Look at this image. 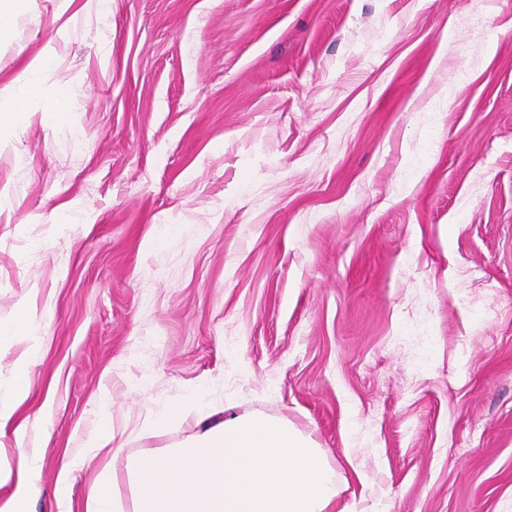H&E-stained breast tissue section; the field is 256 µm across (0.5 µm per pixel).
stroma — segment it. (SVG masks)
Masks as SVG:
<instances>
[{
  "instance_id": "obj_1",
  "label": "stroma",
  "mask_w": 512,
  "mask_h": 512,
  "mask_svg": "<svg viewBox=\"0 0 512 512\" xmlns=\"http://www.w3.org/2000/svg\"><path fill=\"white\" fill-rule=\"evenodd\" d=\"M0 88V323L21 440L114 462L204 385L309 435L337 508L512 512V0H29ZM65 98L64 116L46 121ZM45 66L39 60H32L25 68L26 77L13 88L8 89L11 98V105L6 111H0V126H17L28 122L31 113L28 109V102L33 98L39 85L35 75ZM36 309L30 306L21 307L13 322L2 329L0 326V357L2 347L9 344L15 336H23L32 345L21 351L14 359V385L6 396L0 395V438L10 431L17 438L23 432V426L17 422V409L27 400L33 378L35 360L32 351L41 336L35 326Z\"/></svg>"
}]
</instances>
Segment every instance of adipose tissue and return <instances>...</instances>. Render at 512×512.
Returning a JSON list of instances; mask_svg holds the SVG:
<instances>
[{"label": "adipose tissue", "instance_id": "adipose-tissue-1", "mask_svg": "<svg viewBox=\"0 0 512 512\" xmlns=\"http://www.w3.org/2000/svg\"><path fill=\"white\" fill-rule=\"evenodd\" d=\"M43 63L31 61L26 77L8 94L11 105L0 112V126L28 122V103L38 90L37 73ZM37 314L21 307L13 322L0 328V348L14 337H25L30 346L14 359V385L0 395V438L21 435L16 419L27 400L35 360L32 344L38 343ZM195 419L200 429L175 446L150 449L127 459L123 477L113 478L107 470L123 450L111 427L90 436L83 452L62 462L58 472V512H71L64 493L70 477L96 459L101 470L93 481L85 512H119L121 488L130 492L131 512H333L339 490L336 473L314 441L288 422L262 415L226 418L203 398L190 405H169L159 421L163 424ZM42 457L18 450L8 460L0 448V487L13 491L0 503V512H31L41 489Z\"/></svg>", "mask_w": 512, "mask_h": 512}]
</instances>
